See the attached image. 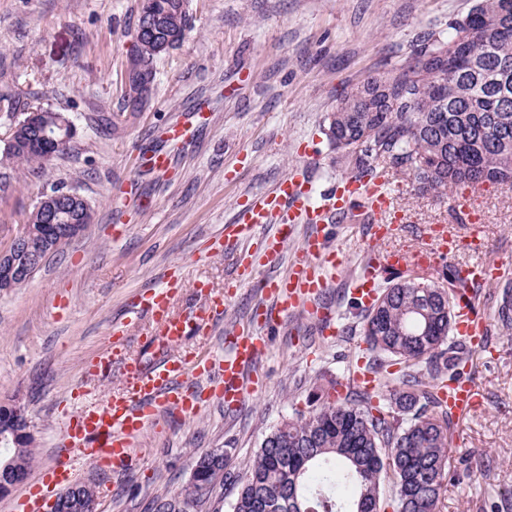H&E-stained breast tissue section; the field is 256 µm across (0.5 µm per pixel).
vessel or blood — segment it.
I'll return each instance as SVG.
<instances>
[{"label": "vessel or blood", "instance_id": "obj_1", "mask_svg": "<svg viewBox=\"0 0 512 512\" xmlns=\"http://www.w3.org/2000/svg\"><path fill=\"white\" fill-rule=\"evenodd\" d=\"M310 185L306 170L295 168L273 192L249 204L243 222L225 225L220 241L236 254L233 282L253 281L258 267L279 257L297 225L328 223L330 215H346L352 203L361 199L374 212L383 214L390 209V191L381 177L370 183L342 178L322 205L311 203ZM397 229V224L381 222L370 228L375 248L369 252L354 289L363 302L374 298L379 275L385 268L399 267L411 260L408 252L391 245ZM340 264L336 249L329 246L324 235L316 233L304 239L288 273L263 283L271 303L259 309L256 327L232 333L228 338L229 351L219 360L185 351L180 344L185 337L211 328L223 316L224 295L211 296L191 312L180 314L172 311L171 297L181 288V281L173 279L165 287L138 295L127 313L132 320L145 318L158 325L162 338L159 359L150 364L130 361L125 355L127 330L124 324H113L109 351L86 367L85 376L93 380L118 371L124 384L122 392L100 403L83 388L72 391L77 407L63 415L61 456L40 471L32 489L19 499L15 512H44L57 492L75 480L82 465H92L104 473L131 466L138 457L136 438L161 414L197 413L207 394L216 396L225 407L240 405L255 391L244 372L268 348L265 329L302 306L319 322L330 324L332 312L317 306L316 301L326 286L327 272L336 270ZM501 274V265L474 262L462 267L461 285L467 288L474 283L486 284ZM458 317L460 338L473 348H481L484 323L473 313L471 298L460 300ZM205 374L214 379L206 393L190 383L191 378ZM441 397L454 415L479 405L467 374L446 382Z\"/></svg>", "mask_w": 512, "mask_h": 512}]
</instances>
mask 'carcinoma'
I'll return each mask as SVG.
<instances>
[{
  "label": "carcinoma",
  "instance_id": "cac0c4a2",
  "mask_svg": "<svg viewBox=\"0 0 512 512\" xmlns=\"http://www.w3.org/2000/svg\"><path fill=\"white\" fill-rule=\"evenodd\" d=\"M163 15L159 36L130 49L136 64L155 75L159 43L181 42L187 26L186 0H142L140 15ZM467 26L482 32L483 48L456 73L440 78L420 58L450 45ZM388 77L408 90L388 111L372 112L345 93L329 115L325 135L350 164V177L377 173V161L413 175L420 189L442 193L455 185L494 183L512 188V0H478L448 40L427 38ZM27 130L8 142L7 155L42 172L46 162L70 146H29ZM448 287L398 277L379 289L373 303H354L372 353L368 369L386 378L387 393L373 402L367 391L328 381L312 393L308 409L283 420L262 440L255 458L235 474L209 462L198 483L159 497L154 512L172 503L212 506L219 512L224 485L236 489L232 512H380L381 487L390 484L397 512H439L441 490L450 476L448 434L452 415L440 386L470 362L465 342L451 335L459 298L458 270L445 275ZM499 316L512 329V286L505 285ZM401 369L388 371L387 358Z\"/></svg>",
  "mask_w": 512,
  "mask_h": 512
}]
</instances>
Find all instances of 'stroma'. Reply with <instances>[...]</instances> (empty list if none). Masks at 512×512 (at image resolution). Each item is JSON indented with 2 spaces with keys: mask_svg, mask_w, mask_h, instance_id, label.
<instances>
[{
  "mask_svg": "<svg viewBox=\"0 0 512 512\" xmlns=\"http://www.w3.org/2000/svg\"><path fill=\"white\" fill-rule=\"evenodd\" d=\"M476 0H187L183 40L155 61L147 105L124 107L125 72L141 0H0V93L63 113L76 134L67 155L41 176L6 157L17 115L0 111V249L26 223L43 192L61 184L89 202L87 230L48 258L29 282L0 293V404L20 402L35 436L33 471L60 453V415L86 362L126 320L138 292L162 284L171 269L220 289L233 254L213 242L234 223L243 200L273 189L293 167L308 165L314 197L350 170L323 133L337 98L368 78L410 59L427 37L447 38ZM210 107L207 125L176 147L165 127L194 124L197 102ZM170 149L173 167L158 175L137 156ZM395 213L404 227L395 244L426 253L401 275L442 282L448 264L473 260L434 253L425 233L443 224L463 233L462 206L479 210L483 260L512 280V190L486 183L453 186L443 195L419 189L412 175H389ZM369 208L355 207L328 227L344 264L328 273L323 301L335 334L305 309L269 331L266 352L249 370L260 380L236 408L211 401L200 412L170 415L147 426L133 468L104 475L81 467L79 484L97 491V512H151L152 501L185 488L198 456L220 448L228 471L253 460L266 433L306 409L317 385L364 373L369 355L351 289L370 246ZM498 283L482 288L477 310L490 352H473V380L482 401L455 416L449 439L454 477L443 486L440 512H512V332L497 322ZM265 295L258 282L238 288L224 318L206 335L187 337L188 350L221 357L224 338L251 324ZM88 383V382H85ZM104 400L121 387L119 373L88 383Z\"/></svg>",
  "mask_w": 512,
  "mask_h": 512,
  "instance_id": "1",
  "label": "stroma"
}]
</instances>
